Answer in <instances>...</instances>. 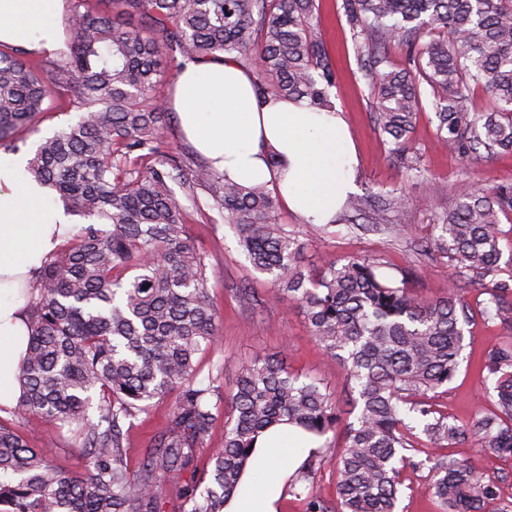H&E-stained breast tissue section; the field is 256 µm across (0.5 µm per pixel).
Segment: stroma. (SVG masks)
<instances>
[{
  "label": "stroma",
  "instance_id": "1",
  "mask_svg": "<svg viewBox=\"0 0 512 512\" xmlns=\"http://www.w3.org/2000/svg\"><path fill=\"white\" fill-rule=\"evenodd\" d=\"M320 16L326 46L336 61L337 84L333 101L343 113L359 156L356 182L359 194L386 193L403 189L407 202L400 230L374 231L353 224H338L320 234L315 225L301 223L287 211L280 222L305 243L304 263L348 256L378 259L382 271L399 276L409 270L411 288L427 300L446 296L460 283L447 259L429 260L421 255L422 244L433 241L440 230L438 219L453 203L462 182L481 187L512 183V153L490 158L468 159L439 149L435 144L437 121L431 103H424L411 135V143L427 170L420 179L389 156V146L373 118V102L367 81L356 64L351 34L341 9V0H320ZM190 232L209 255L208 288L220 311V340L215 348L200 354L203 372L223 364L225 378H233L238 368L255 357L288 350L292 370L319 378L333 392L340 405H347L349 387L343 366L326 357L312 339L302 309L287 294L272 292L266 275L254 271L245 259L234 231L224 222L191 224ZM248 289L252 299L242 302L240 289ZM507 331L499 321L476 320L464 330L460 371L448 388L436 396L447 406L451 418L463 422L494 409L490 384L481 378L486 356L507 341ZM175 396L153 401L141 413L127 434L130 466H138L156 432L175 406ZM459 458H469L485 476L498 482L501 498L512 501V459L478 450L471 444L455 447Z\"/></svg>",
  "mask_w": 512,
  "mask_h": 512
}]
</instances>
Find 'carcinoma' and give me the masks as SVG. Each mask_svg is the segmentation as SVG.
Masks as SVG:
<instances>
[{"instance_id": "obj_1", "label": "carcinoma", "mask_w": 512, "mask_h": 512, "mask_svg": "<svg viewBox=\"0 0 512 512\" xmlns=\"http://www.w3.org/2000/svg\"><path fill=\"white\" fill-rule=\"evenodd\" d=\"M72 0L69 38L52 52L0 49V148L17 154L21 132L58 104L76 119L26 155L27 170L83 223L44 262L27 300L29 341L14 414L0 419V512H164V488L190 474L175 512H224L258 434L283 420L319 437L341 421L323 384L288 368V353L257 357L221 384L224 363L200 380L198 355L219 340L207 255L186 217L217 210L252 268L304 310L323 353L345 367L351 412L345 446L310 456L290 486L304 512H398L405 455L425 437V492L446 512H486L498 485L443 452L471 442L512 458V341L486 358L495 411L457 424L434 407L461 365L464 327L476 316L512 333V285L497 278L501 217L512 185H462L439 225L433 251L487 295L423 300L407 275L386 278L370 258L303 266L304 243L279 223V199L264 183L241 185L167 139L172 113L159 93L164 62L229 58L252 72L257 98L302 99L333 108L336 69L325 48L318 0ZM357 65L370 79L378 129L402 166L425 89L437 144L463 158L512 151V0H343ZM433 33L438 38L418 47ZM415 50L398 69L392 46ZM484 88L496 109L477 113L466 89ZM182 190L178 196L175 188ZM208 199L200 200L197 190ZM404 198L392 191L347 200L338 224H398ZM178 392L175 409L129 467L124 427L155 399ZM224 417V447L199 472L197 451ZM54 423L82 455L63 471L31 444ZM336 458V502L313 491L321 459Z\"/></svg>"}]
</instances>
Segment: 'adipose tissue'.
Instances as JSON below:
<instances>
[{
  "instance_id": "ef3b65f1",
  "label": "adipose tissue",
  "mask_w": 512,
  "mask_h": 512,
  "mask_svg": "<svg viewBox=\"0 0 512 512\" xmlns=\"http://www.w3.org/2000/svg\"><path fill=\"white\" fill-rule=\"evenodd\" d=\"M64 9L65 0H0V43L59 47ZM173 108L186 139L214 167L242 184H269L303 223H332L355 191L357 157L342 112L257 99L251 72L233 60L180 68ZM70 229L63 202L33 180L24 159H0V406H15L20 394L28 291ZM318 446L287 423L260 434L224 512H280L289 477Z\"/></svg>"
}]
</instances>
